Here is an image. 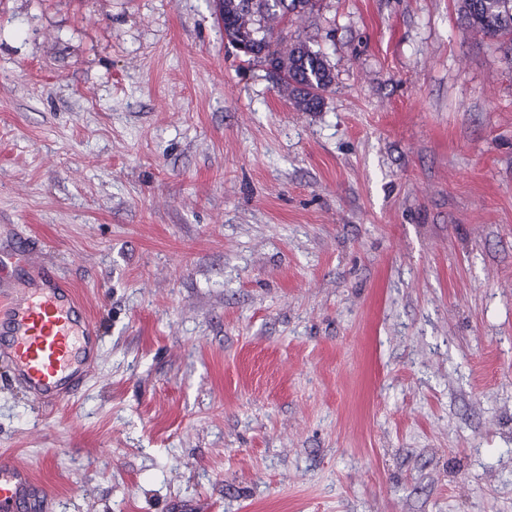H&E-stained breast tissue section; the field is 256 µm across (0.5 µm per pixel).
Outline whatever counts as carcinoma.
Instances as JSON below:
<instances>
[{"mask_svg":"<svg viewBox=\"0 0 512 512\" xmlns=\"http://www.w3.org/2000/svg\"><path fill=\"white\" fill-rule=\"evenodd\" d=\"M316 0H222L224 38L231 46L243 44L250 60L271 64L277 85L302 112H318L334 75L325 54L302 40L289 41L290 17L308 18ZM468 28L489 38L512 40V0H462Z\"/></svg>","mask_w":512,"mask_h":512,"instance_id":"carcinoma-1","label":"carcinoma"}]
</instances>
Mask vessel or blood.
Masks as SVG:
<instances>
[{
    "label": "vessel or blood",
    "mask_w": 512,
    "mask_h": 512,
    "mask_svg": "<svg viewBox=\"0 0 512 512\" xmlns=\"http://www.w3.org/2000/svg\"><path fill=\"white\" fill-rule=\"evenodd\" d=\"M38 249L29 238L0 249V266L23 264L20 278H0V361L34 399L58 403L77 395L99 331L73 289L36 260ZM51 500L28 468L0 462V512H48Z\"/></svg>",
    "instance_id": "obj_1"
}]
</instances>
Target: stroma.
<instances>
[{"instance_id":"35a3bbf8","label":"stroma","mask_w":512,"mask_h":512,"mask_svg":"<svg viewBox=\"0 0 512 512\" xmlns=\"http://www.w3.org/2000/svg\"><path fill=\"white\" fill-rule=\"evenodd\" d=\"M319 0L302 112L216 0H0V248L87 306L78 396L0 362L51 512H512V46Z\"/></svg>"}]
</instances>
